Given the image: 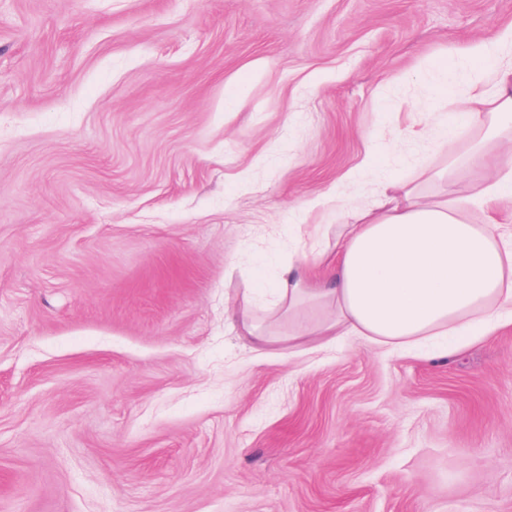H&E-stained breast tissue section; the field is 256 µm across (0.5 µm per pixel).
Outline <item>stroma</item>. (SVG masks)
I'll list each match as a JSON object with an SVG mask.
<instances>
[{
  "mask_svg": "<svg viewBox=\"0 0 512 512\" xmlns=\"http://www.w3.org/2000/svg\"><path fill=\"white\" fill-rule=\"evenodd\" d=\"M512 0H0V512H512V324L441 360L224 307L441 168ZM473 122L474 115L471 113L459 115L448 112V114H445L443 122L435 130V133L440 140L446 144L448 143V149H450L454 144L467 139Z\"/></svg>",
  "mask_w": 512,
  "mask_h": 512,
  "instance_id": "35a3bbf8",
  "label": "stroma"
}]
</instances>
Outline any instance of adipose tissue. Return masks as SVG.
Segmentation results:
<instances>
[{
    "label": "adipose tissue",
    "instance_id": "obj_1",
    "mask_svg": "<svg viewBox=\"0 0 512 512\" xmlns=\"http://www.w3.org/2000/svg\"><path fill=\"white\" fill-rule=\"evenodd\" d=\"M431 103L444 112L459 83L489 108L487 136L512 133V36L479 42L462 56L430 63ZM469 195H429L391 176L371 205L347 210L335 241L279 265L273 282L287 335L274 333L242 302L231 319L259 345L343 337L379 348H427L446 358L512 320V227L492 216L512 199V151L499 152Z\"/></svg>",
    "mask_w": 512,
    "mask_h": 512
}]
</instances>
